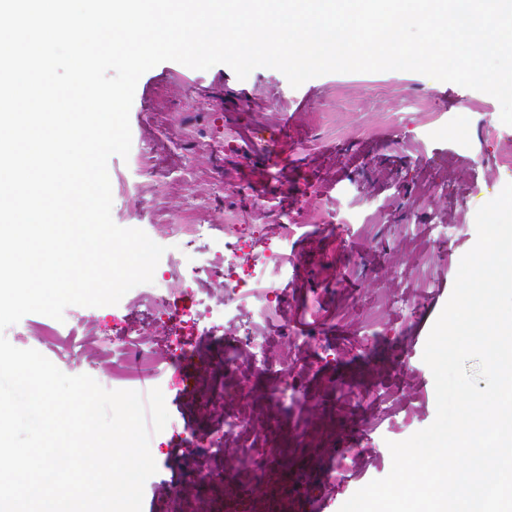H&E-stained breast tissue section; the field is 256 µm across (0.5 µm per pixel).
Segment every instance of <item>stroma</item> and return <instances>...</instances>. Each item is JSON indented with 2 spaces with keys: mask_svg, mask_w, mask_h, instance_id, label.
I'll return each instance as SVG.
<instances>
[{
  "mask_svg": "<svg viewBox=\"0 0 512 512\" xmlns=\"http://www.w3.org/2000/svg\"><path fill=\"white\" fill-rule=\"evenodd\" d=\"M500 113L486 93L411 71L329 73L296 88L278 70L242 80L224 64L166 61L141 76L131 157L108 160L114 222L155 241L166 224L257 227L288 258L282 313L268 332L306 339L274 350L298 360L299 400L289 407L266 401L276 382L252 363L218 366L217 339L155 380L172 422L150 446L159 512L175 500L207 512L211 493L243 492L239 441L221 455L194 445L247 401L263 424L250 442L306 499L331 498L332 512L389 473L388 442L434 421L424 347L476 242L477 209L512 181V127ZM277 125L279 136H261ZM84 313L94 346L114 326L140 328L121 303ZM40 327L65 337L73 324L29 314L11 344L112 389L110 367L35 343ZM214 467L224 478L193 479Z\"/></svg>",
  "mask_w": 512,
  "mask_h": 512,
  "instance_id": "1",
  "label": "stroma"
}]
</instances>
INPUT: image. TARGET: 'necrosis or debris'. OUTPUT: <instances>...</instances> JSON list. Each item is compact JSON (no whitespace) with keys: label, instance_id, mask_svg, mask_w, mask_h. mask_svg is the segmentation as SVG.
<instances>
[{"label":"necrosis or debris","instance_id":"necrosis-or-debris-1","mask_svg":"<svg viewBox=\"0 0 512 512\" xmlns=\"http://www.w3.org/2000/svg\"><path fill=\"white\" fill-rule=\"evenodd\" d=\"M168 248L159 261L154 280L136 289L129 303L139 308L147 325L146 332L132 336L117 332L114 350L123 356V365L112 373L113 379L139 381L161 373L164 360L181 357L191 350L192 336L206 332L223 336L227 320H240L231 346L225 347L223 363L232 368L240 357L261 360L267 373L288 379L294 367L267 361L271 345L264 326L280 309L277 282L284 274L286 257L282 250L264 241L248 224L235 225L232 241L209 237L205 225H198L194 238L176 230L166 233ZM207 239L205 257L185 264L184 258L193 239ZM218 282L222 297L209 296L204 281Z\"/></svg>","mask_w":512,"mask_h":512}]
</instances>
